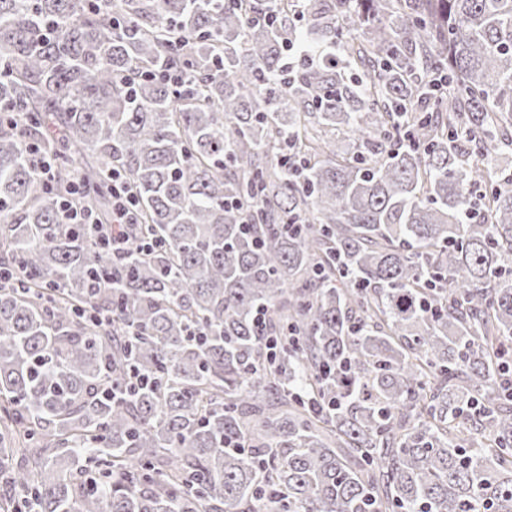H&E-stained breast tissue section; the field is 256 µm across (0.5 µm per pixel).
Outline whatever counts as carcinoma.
<instances>
[{"label":"carcinoma","instance_id":"obj_1","mask_svg":"<svg viewBox=\"0 0 512 512\" xmlns=\"http://www.w3.org/2000/svg\"><path fill=\"white\" fill-rule=\"evenodd\" d=\"M297 7L0 0V512H512V0ZM64 210L68 215L67 224L100 225L99 232L105 238L106 244L112 247L116 256L125 254L129 237L125 228L138 224L136 219V204L125 192L118 180L112 181V223L110 225L97 224L92 218V213L78 208L72 203L64 204Z\"/></svg>","mask_w":512,"mask_h":512}]
</instances>
